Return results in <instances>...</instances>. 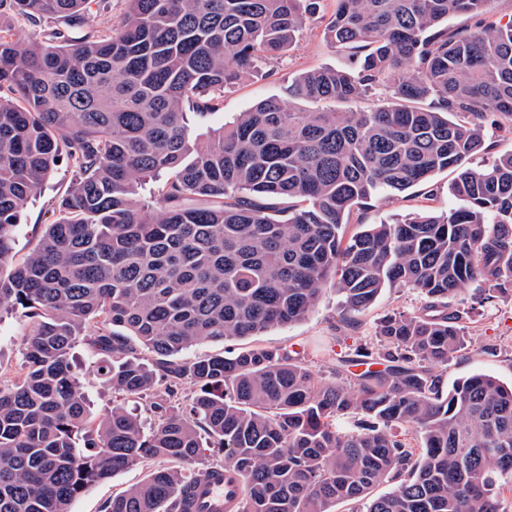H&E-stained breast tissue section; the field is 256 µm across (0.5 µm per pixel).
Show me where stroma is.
<instances>
[{"label": "stroma", "mask_w": 512, "mask_h": 512, "mask_svg": "<svg viewBox=\"0 0 512 512\" xmlns=\"http://www.w3.org/2000/svg\"><path fill=\"white\" fill-rule=\"evenodd\" d=\"M336 4L322 0L318 13L307 18L292 47L285 53L259 64L257 70L240 84L227 88L219 111L205 116H192L197 132L204 133L232 121L239 113L248 111L263 99L284 96L288 84L300 73L320 67L352 68L351 58L332 47L324 38V28ZM454 175L442 171L426 184L411 188L397 196H380L371 205L352 211L344 228L345 237L364 230L369 224H392L424 210L445 211L456 207L448 185ZM70 181L67 163H59L53 175L43 184L37 196L27 205L16 233L15 252L24 256L36 244L47 224L57 214L53 209L55 198ZM334 284L325 290L309 315L289 326L274 327L262 335L227 343L203 341L187 351L193 359L217 354L225 350L240 351L253 347H271L300 352L312 369L324 380H332L331 357L334 353L351 352L356 348L377 345L381 320L390 314H412L422 304L423 297L410 287L384 290L367 310L354 313L343 310ZM453 308L464 313L467 344L441 370L445 384L475 372L495 376L504 384L512 383V297L489 295L469 284L453 299ZM29 320L23 312L0 315V384L10 383L20 374L22 349ZM101 354L87 341H78L71 351L72 372L85 395L93 416H100L113 402L123 401L128 410L138 416L143 427H151L155 417L148 397L120 398L97 374L95 363ZM152 463H144L122 472L111 479L85 488L73 501L71 512H105L112 498L131 485L143 481L152 470Z\"/></svg>", "instance_id": "stroma-1"}]
</instances>
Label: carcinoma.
Returning <instances> with one entry per match:
<instances>
[{
  "instance_id": "obj_1",
  "label": "carcinoma",
  "mask_w": 512,
  "mask_h": 512,
  "mask_svg": "<svg viewBox=\"0 0 512 512\" xmlns=\"http://www.w3.org/2000/svg\"><path fill=\"white\" fill-rule=\"evenodd\" d=\"M92 2L0 0V17L28 24L0 25V312L30 319L22 372L0 386V512H70L85 487L150 459L173 466L106 512H180L206 475L191 468L204 433L242 480L236 512H336L389 481L366 512H501L512 385L474 373L448 390L436 368L463 345L448 299L475 281L512 296V153L467 165L488 149L484 122L512 117V19L494 0H335L324 36L355 67L306 71L288 98L387 87L390 102L270 97L204 136L187 110L217 109L321 0H129L117 32L104 0L89 29ZM455 14L474 26L448 31ZM63 160L58 218L18 260L22 213ZM444 170L457 207L344 240L354 208ZM150 178L161 191L141 204ZM331 280L354 312L395 286L424 303L387 316L376 351L337 357L336 382L280 349L181 357L303 320ZM81 336L107 355L114 391L166 386L150 431L122 403L90 416L69 361ZM368 359L382 368L352 371ZM187 384L182 411L170 400ZM343 416L356 429H337Z\"/></svg>"
}]
</instances>
